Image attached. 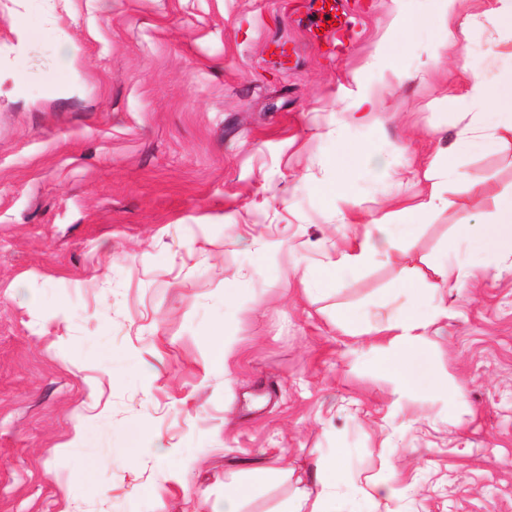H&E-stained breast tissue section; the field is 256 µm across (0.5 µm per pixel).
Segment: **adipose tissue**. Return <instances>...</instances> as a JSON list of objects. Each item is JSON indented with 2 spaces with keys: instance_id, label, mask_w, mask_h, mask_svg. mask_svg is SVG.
Masks as SVG:
<instances>
[{
  "instance_id": "ef3b65f1",
  "label": "adipose tissue",
  "mask_w": 512,
  "mask_h": 512,
  "mask_svg": "<svg viewBox=\"0 0 512 512\" xmlns=\"http://www.w3.org/2000/svg\"><path fill=\"white\" fill-rule=\"evenodd\" d=\"M466 98L478 99L497 112L494 123H486L483 113L471 112L455 141L445 149H437L424 172L425 194L405 206L403 214H423L448 207L445 196L449 181L457 179V157L472 148L491 153L512 141V82L491 86L477 68H470ZM487 219L464 223L448 243L449 259L427 267L406 266L404 276L393 291L389 320L381 326L372 325L368 311L340 312L336 323L352 336L373 337L382 353L381 371L397 380L408 391L414 390L417 378H424L430 388L446 394L449 402L465 398L460 382H447L429 372L422 344L431 327L448 317L447 295L459 282V266L453 260L460 246L475 253L512 257V195H497L489 203ZM416 231L412 224H392L386 216H370L362 221L360 232L347 238L337 248L328 268L339 272L358 270L371 263L391 262L404 256L403 246ZM341 453L320 460L315 470V489L302 493L286 512H345L344 502L336 487L344 479Z\"/></svg>"
}]
</instances>
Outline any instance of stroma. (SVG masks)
Returning a JSON list of instances; mask_svg holds the SVG:
<instances>
[{
  "mask_svg": "<svg viewBox=\"0 0 512 512\" xmlns=\"http://www.w3.org/2000/svg\"><path fill=\"white\" fill-rule=\"evenodd\" d=\"M339 2L340 51L310 43L312 0H0V512H208L232 482L240 512H280L339 448L352 512H512V260L467 254L424 345L458 405L400 392L336 326L346 307L385 321L401 266L302 283L344 230L325 193L340 144L368 147L361 211L407 202L411 165L464 126L462 55L512 79L492 0L439 63L437 0ZM366 90L384 109L351 122ZM460 169L451 207L415 216L410 262L512 194V143ZM392 478L397 500L352 496Z\"/></svg>",
  "mask_w": 512,
  "mask_h": 512,
  "instance_id": "stroma-1",
  "label": "stroma"
}]
</instances>
